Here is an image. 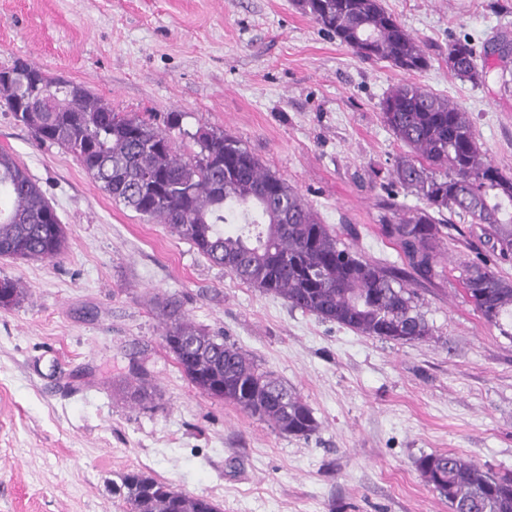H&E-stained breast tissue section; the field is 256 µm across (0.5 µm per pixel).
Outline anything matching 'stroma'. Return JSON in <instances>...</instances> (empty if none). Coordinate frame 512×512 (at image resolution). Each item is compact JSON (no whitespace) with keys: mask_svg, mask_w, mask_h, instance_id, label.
I'll list each match as a JSON object with an SVG mask.
<instances>
[{"mask_svg":"<svg viewBox=\"0 0 512 512\" xmlns=\"http://www.w3.org/2000/svg\"><path fill=\"white\" fill-rule=\"evenodd\" d=\"M423 43L409 74L361 59L294 0H0V68L23 59L159 128L182 115V152L204 127L236 137L364 257L401 267L381 233V185L402 146L381 121L413 81L470 112L489 158L512 172V57L474 85L448 45L512 43V0H381ZM0 149L65 224L51 260L0 257L26 294L0 308V512H125L112 484L141 470L221 512H449L415 462L454 453L512 472V339L452 276L412 283L427 339L364 336L242 283L165 225L117 204L64 149L0 110ZM177 299L309 404L308 438L202 394L164 342ZM147 399L130 395L133 366Z\"/></svg>","mask_w":512,"mask_h":512,"instance_id":"stroma-1","label":"stroma"}]
</instances>
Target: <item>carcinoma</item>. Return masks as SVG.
I'll list each match as a JSON object with an SVG mask.
<instances>
[{
    "label": "carcinoma",
    "mask_w": 512,
    "mask_h": 512,
    "mask_svg": "<svg viewBox=\"0 0 512 512\" xmlns=\"http://www.w3.org/2000/svg\"><path fill=\"white\" fill-rule=\"evenodd\" d=\"M296 4L360 58L406 72L430 66L421 41L381 0ZM448 70L462 81L486 78L465 39L448 44ZM32 75L50 92L37 89ZM0 108L39 142L71 153L112 201L171 228L240 281L363 336L397 342L430 336L405 279L352 252L303 195L235 137L199 129L193 139L200 151L184 156L169 133L148 120L115 112L82 85L62 83L23 60L0 70ZM379 110L405 147L390 180L422 202L409 217L394 214L382 224V234L401 250L413 273L430 279L440 244L461 233L443 216L468 219L489 255L463 263L458 279L486 322L503 326V319L512 318V279L501 275L498 265L512 261V175L488 158L468 112L422 85L391 87ZM65 245V226L40 186L11 153L1 151L0 256L50 259ZM24 293L18 281L0 277V308L16 306ZM163 313L166 347L201 393L232 402L288 435L306 438L317 431L313 409L235 344L193 325L173 302ZM416 467L451 512H512V473L485 472L452 453L423 455ZM120 480L112 490L122 494L129 512H220L210 498L141 471Z\"/></svg>",
    "instance_id": "1"
}]
</instances>
